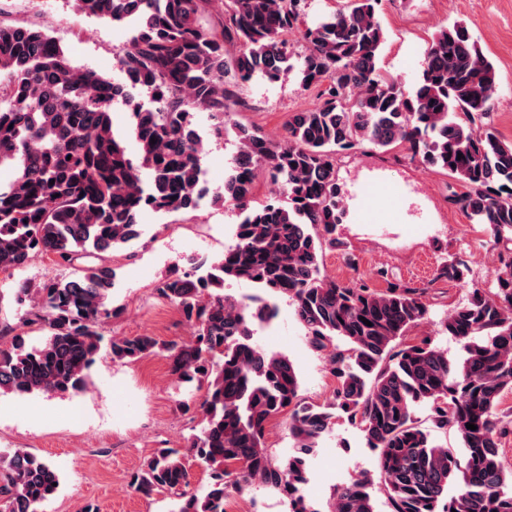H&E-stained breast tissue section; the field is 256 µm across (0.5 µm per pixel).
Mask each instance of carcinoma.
Wrapping results in <instances>:
<instances>
[{"mask_svg": "<svg viewBox=\"0 0 512 512\" xmlns=\"http://www.w3.org/2000/svg\"><path fill=\"white\" fill-rule=\"evenodd\" d=\"M206 2L75 0L82 15L136 23L118 56L119 82L73 66L40 29L0 24V168L15 173L0 183V271H22L46 254L97 260L74 277L17 288L21 325L38 326L46 338L28 346L23 333L0 328V338L12 335L0 349V394L82 392L104 340L100 328L113 316L116 272L106 255L141 236L145 212L193 211L210 194L241 216L234 243L216 262L184 257L187 269L157 287L193 329L190 340L166 343L145 332L107 344L114 361L164 353L178 381L206 384L188 446L160 451L131 487L168 495L170 512H224L230 490L259 484L286 498L288 512H318L302 493L306 457L344 417L376 452V474L360 472L336 488L332 512H376L375 485L389 512H512V470L502 464L512 423V407H504L512 392V252L499 253L495 288L471 289L443 322L463 346L460 362L429 339L401 343L428 314L426 289L356 287L329 277L320 261L340 244L334 156L363 144L408 145L423 165L462 184L451 204L494 243L512 241V142L490 121L493 64L456 22L435 34L420 80L407 90L381 72L380 0H350L326 16L306 30L299 55L288 33L302 0H220V22L209 28ZM229 45L238 48L231 58ZM293 70L302 87L327 88L318 104L291 113L283 142L231 121L241 83L276 82ZM136 89L150 94L152 106L135 102ZM119 97L132 109L124 131L110 111ZM194 112L210 115L217 137L232 132L237 142L224 186L213 193L203 182ZM128 137L138 145L135 157ZM262 172L279 194L257 204ZM468 272L451 256L437 276L462 281ZM227 280L248 281L266 298L239 303L224 295ZM281 298L336 378L326 404L302 402L292 362L253 342L254 326L275 318ZM421 407L429 429L416 417ZM285 410L293 452L277 462L263 440ZM450 430L462 441L460 454L435 441ZM191 459L209 475L201 491L191 488ZM59 483L51 462L0 450V512H41Z\"/></svg>", "mask_w": 512, "mask_h": 512, "instance_id": "cac0c4a2", "label": "carcinoma"}]
</instances>
